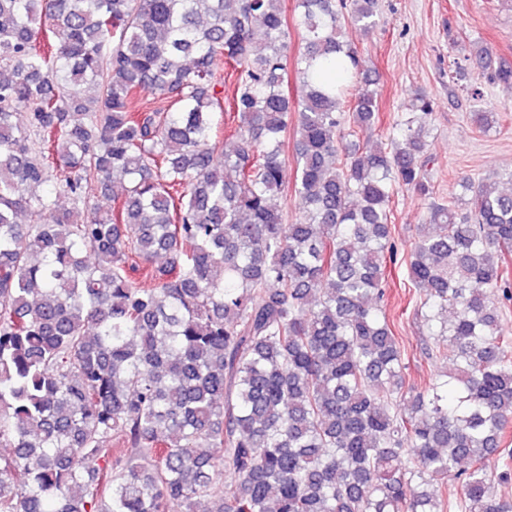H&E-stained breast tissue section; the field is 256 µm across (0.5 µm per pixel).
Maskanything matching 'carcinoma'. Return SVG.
Masks as SVG:
<instances>
[{
    "label": "carcinoma",
    "instance_id": "carcinoma-1",
    "mask_svg": "<svg viewBox=\"0 0 512 512\" xmlns=\"http://www.w3.org/2000/svg\"><path fill=\"white\" fill-rule=\"evenodd\" d=\"M295 11L292 53L281 0H0V512H512V190L464 177L468 208L423 214L419 389L385 268L433 101L345 142L379 121L344 38L379 0Z\"/></svg>",
    "mask_w": 512,
    "mask_h": 512
}]
</instances>
